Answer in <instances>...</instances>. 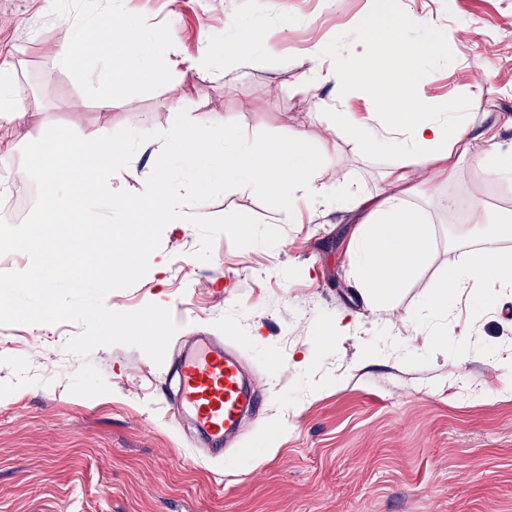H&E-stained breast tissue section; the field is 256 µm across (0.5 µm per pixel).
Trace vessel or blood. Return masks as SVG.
<instances>
[{
  "label": "vessel or blood",
  "mask_w": 512,
  "mask_h": 512,
  "mask_svg": "<svg viewBox=\"0 0 512 512\" xmlns=\"http://www.w3.org/2000/svg\"><path fill=\"white\" fill-rule=\"evenodd\" d=\"M175 374L178 417L192 424L211 457H222L241 423L258 415L263 402L259 383L246 374L235 348L205 333L188 337Z\"/></svg>",
  "instance_id": "b4317fda"
}]
</instances>
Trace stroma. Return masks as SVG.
I'll return each mask as SVG.
<instances>
[{"label":"stroma","mask_w":512,"mask_h":512,"mask_svg":"<svg viewBox=\"0 0 512 512\" xmlns=\"http://www.w3.org/2000/svg\"><path fill=\"white\" fill-rule=\"evenodd\" d=\"M106 8L0 0V68L35 106L18 128L0 119V165L26 207L36 191L19 176L21 150L50 125L85 138L163 131L187 97L249 138L309 130L329 151L319 183L378 193L387 156L358 151L338 122L373 112L371 94L332 81L305 96L292 90L303 71L351 66L368 38L443 43V53L410 64L417 90L464 102L478 123L498 114L497 141L512 150V0H378L372 9L366 0H119L130 24L165 33L153 50L163 76L132 84L129 104L103 112L90 83L120 70V56L104 50L62 71L55 52L73 25ZM244 27L268 52L229 74L191 69L216 35L231 44ZM317 46L323 55H313ZM413 180L409 203L431 245L384 304L366 297L349 263L347 204L303 211L295 223L242 187L206 202V215H250L280 230L275 246L239 248L222 235L201 262L197 229L170 224L158 249L167 271L149 269L105 298L117 312L156 304L184 316L164 365L120 345L86 360L67 354L80 331L73 322L0 325V512H512V374L500 364L512 341V288L464 290L446 314L428 308L460 252H512L495 226L512 218V182L471 155L450 179L420 168ZM476 203L489 218L480 226L458 217ZM332 323L339 329L320 349ZM194 330L239 344L264 389L240 451L221 459L201 455L165 405L175 388L166 363ZM86 361L108 393H70Z\"/></svg>","instance_id":"stroma-1"}]
</instances>
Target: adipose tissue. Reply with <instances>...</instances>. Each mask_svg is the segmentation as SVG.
Masks as SVG:
<instances>
[{
    "instance_id": "adipose-tissue-1",
    "label": "adipose tissue",
    "mask_w": 512,
    "mask_h": 512,
    "mask_svg": "<svg viewBox=\"0 0 512 512\" xmlns=\"http://www.w3.org/2000/svg\"><path fill=\"white\" fill-rule=\"evenodd\" d=\"M90 28L111 32L109 45L124 58L122 71L99 82L94 90L98 107L107 112L129 102L132 82L151 75L150 50L160 36L132 25L117 26L109 19L88 17L73 27L69 40L59 49L56 61L60 69L73 68L89 48L84 32ZM256 45V38L247 31L230 46L223 38H214L200 51L195 66L204 69L221 59L244 61ZM439 51L436 44L400 40L387 45L373 40L353 68L325 74L312 70L303 74L295 87L296 92H307L325 76L340 86L367 87L376 97L378 110L371 121H358L350 112L340 117L360 151L390 159L384 192L372 195L357 190L351 195L358 217L352 260L366 295L374 299L410 276L428 251V230L407 201L414 190L413 169L432 166L438 175L450 177L455 170L453 155L473 152L489 172L504 179L512 177V154L499 151L495 145L499 116L489 114L482 124H474L458 103L433 104L407 79L406 62ZM484 282L512 288L511 252L462 253L449 268L447 280L436 286L429 306L449 312L455 290Z\"/></svg>"
}]
</instances>
